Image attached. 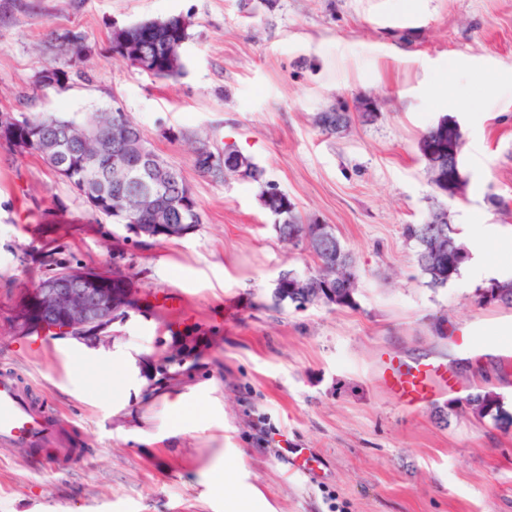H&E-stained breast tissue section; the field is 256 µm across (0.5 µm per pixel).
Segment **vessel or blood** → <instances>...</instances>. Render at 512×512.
I'll return each instance as SVG.
<instances>
[{
    "label": "vessel or blood",
    "mask_w": 512,
    "mask_h": 512,
    "mask_svg": "<svg viewBox=\"0 0 512 512\" xmlns=\"http://www.w3.org/2000/svg\"><path fill=\"white\" fill-rule=\"evenodd\" d=\"M382 381L405 408L415 410L454 393L457 380L447 364L428 358L410 360L383 355ZM54 425L39 417L13 380L0 376V444L34 448L49 442Z\"/></svg>",
    "instance_id": "1"
}]
</instances>
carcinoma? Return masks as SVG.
<instances>
[{
    "mask_svg": "<svg viewBox=\"0 0 512 512\" xmlns=\"http://www.w3.org/2000/svg\"><path fill=\"white\" fill-rule=\"evenodd\" d=\"M192 23L185 18L173 17L164 20L139 22L127 29L111 34L105 53L126 62L132 68L148 75L176 79L183 74L184 62L182 49L189 38ZM59 48L65 56L63 66L50 64L35 76L37 87H61L69 79L71 69L83 66L87 61L88 46L83 38L74 33H65L57 37ZM124 122L125 128L113 131L114 124ZM19 125L1 126L0 139L12 143L19 142L22 152L44 159V145L52 139L61 140L58 160L68 167V183L85 200L91 211L103 215L115 224L138 227L141 232H149L157 240L163 239L154 214L141 209L127 218L124 211V197L131 192V186L124 173L113 169L115 154L127 156V164L140 168L139 157L127 155L131 142H140L149 146L143 131L118 111L97 112L86 119L57 115L54 113H34L21 115ZM94 127L111 136L110 143L101 150L99 170L92 171L80 161L78 151L88 147L97 148L96 142L83 139V132ZM167 196V216L165 224H187L197 230L202 224V210L192 189L184 180L168 182L164 188ZM283 203L275 217V228L283 242L299 245L309 224L305 223L295 211L294 204L287 195H282ZM405 236L417 245V263L426 284L432 288L445 286L448 281L459 275L465 259L447 258L441 264H432L429 254L434 246H446L451 252H462L465 246L456 237L455 229L443 219V211L436 210L422 224H407ZM331 248L315 253L316 265L309 273L308 287L300 289L304 303L327 302V290L331 289L343 298L342 306L356 305V286L342 279V272L336 264H353L350 253L344 248L336 235H331ZM478 301L481 304H503L512 306V282L491 280L479 289ZM468 400L482 401L492 407L486 417L498 421L502 415L500 396L493 392L476 393Z\"/></svg>",
    "mask_w": 512,
    "mask_h": 512,
    "instance_id": "carcinoma-1",
    "label": "carcinoma"
}]
</instances>
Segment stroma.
Returning <instances> with one entry per match:
<instances>
[{
    "instance_id": "35a3bbf8",
    "label": "stroma",
    "mask_w": 512,
    "mask_h": 512,
    "mask_svg": "<svg viewBox=\"0 0 512 512\" xmlns=\"http://www.w3.org/2000/svg\"><path fill=\"white\" fill-rule=\"evenodd\" d=\"M191 19L184 73L157 79L103 55L113 28ZM80 34L83 76L38 88L61 64L56 37ZM468 111L428 91L448 66ZM498 91L487 95L485 85ZM379 102L371 120L321 133L337 97ZM120 109L176 166L203 211L198 229L163 242L91 212L40 159L0 141V375L56 423L53 453L81 449L58 473L25 464L30 448L0 445V512H225L239 488L270 512H512V427L461 409L499 394L512 414V308L479 303V281L426 286L403 234L438 208L458 238L481 233L512 270V0H14L0 11V111L88 118ZM458 122L460 198L431 184L419 151L443 117ZM204 132L214 153L232 142L286 193L303 220L330 225L358 273L357 304H275L280 272L312 270L313 255L282 242L246 180L202 176L179 132ZM126 279L134 308L87 345L129 344L141 393L115 411L105 393L71 395L65 335L19 345L20 312L56 264ZM471 336L482 356L458 352ZM440 357L460 391L416 411L380 385V352ZM198 387L217 422L168 435L161 393ZM236 449L239 479L211 494L203 473ZM312 458L311 474L289 456Z\"/></svg>"
}]
</instances>
